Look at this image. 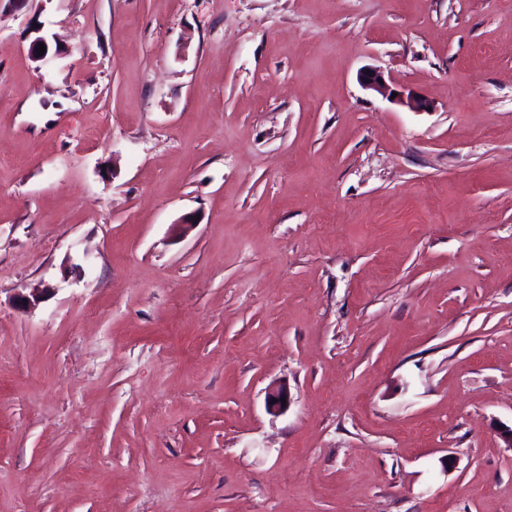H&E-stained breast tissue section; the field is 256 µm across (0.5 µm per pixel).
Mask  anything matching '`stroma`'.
<instances>
[{
  "label": "stroma",
  "instance_id": "obj_1",
  "mask_svg": "<svg viewBox=\"0 0 512 512\" xmlns=\"http://www.w3.org/2000/svg\"><path fill=\"white\" fill-rule=\"evenodd\" d=\"M507 426L512 0H0V512H512ZM379 79H382V82H379ZM359 80L360 84L365 89L372 90L385 99L406 105L415 111H425L428 110V107H430L428 100L421 96L414 95L410 92L405 95L403 91H398L391 88V86L386 82L384 75L380 70H363L360 73ZM393 93H396V97H392ZM281 398H286V403H282ZM276 399V402H272ZM290 402L288 386L285 382L274 381L266 390L265 404L266 409L270 414L279 415L288 409Z\"/></svg>",
  "mask_w": 512,
  "mask_h": 512
}]
</instances>
